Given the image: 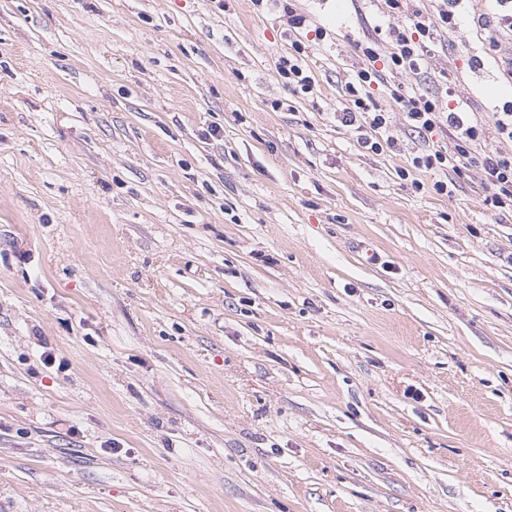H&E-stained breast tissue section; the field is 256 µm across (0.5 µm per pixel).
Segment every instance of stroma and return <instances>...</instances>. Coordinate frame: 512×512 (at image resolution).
Masks as SVG:
<instances>
[{
    "mask_svg": "<svg viewBox=\"0 0 512 512\" xmlns=\"http://www.w3.org/2000/svg\"><path fill=\"white\" fill-rule=\"evenodd\" d=\"M492 8L374 88L375 152L383 0H0V512H512V213L397 101L511 153ZM304 50L300 44H295L294 52L297 54H289L287 57H281L278 63V74L288 79V85L298 88L303 93H310L314 87L313 79L307 75L301 64V54ZM363 55L373 64L359 70L355 77L345 84L347 96L354 110L351 111L349 108H346V112H339L341 114V122L345 126L358 125L355 128L360 129L362 126L361 118H364L365 121L368 120V125L371 129L386 135L384 144L389 148H394L397 139L391 134L390 112H387L386 109L376 102L373 98V93L370 91L372 84L381 82L382 79L380 73L383 70L379 71L375 68V63L381 61L380 54L376 48L365 47ZM406 108L409 126L418 132L423 139L432 141V148L414 156L411 164L414 169H431L442 171L448 175L446 181H437L434 185L438 193L452 194L456 189V181L450 177L451 172L460 177L471 169L480 175L485 192L483 203L488 210L512 213V153L503 154L494 150L476 153L473 146L481 140L484 131L481 125L468 118V112H457L448 105V112L439 106L437 97L414 92L405 98L398 96ZM443 129L453 130L452 141L447 144H436L433 136Z\"/></svg>",
    "mask_w": 512,
    "mask_h": 512,
    "instance_id": "obj_1",
    "label": "stroma"
}]
</instances>
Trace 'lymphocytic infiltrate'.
<instances>
[{
  "instance_id": "1",
  "label": "lymphocytic infiltrate",
  "mask_w": 512,
  "mask_h": 512,
  "mask_svg": "<svg viewBox=\"0 0 512 512\" xmlns=\"http://www.w3.org/2000/svg\"><path fill=\"white\" fill-rule=\"evenodd\" d=\"M454 24L453 12L449 11L446 0H441L437 18H430L418 10L408 15L405 26L389 29L392 50L387 57H380L376 48H364L363 54L369 65L346 83V93L353 108L342 113L341 121L347 126H356L364 121L371 129L385 133V141L371 142V150L378 151L385 146L392 148L397 143L390 134L389 113L376 102L371 92L372 84L381 80V69L395 73H419L437 33ZM404 106L410 127L432 144L431 149L413 157V168L438 170L448 175L447 180L436 182L438 193H453L456 177L473 169L479 174L486 192L483 203L487 209L493 212L512 211V153L476 152L474 146L484 135L482 126L470 121L466 113L442 110L437 98L416 93L405 98ZM444 129L452 131L451 142H434V134Z\"/></svg>"
}]
</instances>
